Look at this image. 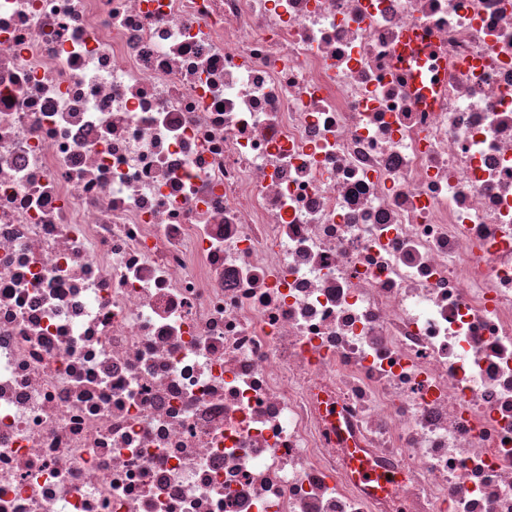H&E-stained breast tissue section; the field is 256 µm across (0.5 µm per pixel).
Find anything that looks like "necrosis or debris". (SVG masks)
Here are the masks:
<instances>
[{
    "instance_id": "4bbe7bcc",
    "label": "necrosis or debris",
    "mask_w": 512,
    "mask_h": 512,
    "mask_svg": "<svg viewBox=\"0 0 512 512\" xmlns=\"http://www.w3.org/2000/svg\"><path fill=\"white\" fill-rule=\"evenodd\" d=\"M0 512H512V0H0Z\"/></svg>"
}]
</instances>
